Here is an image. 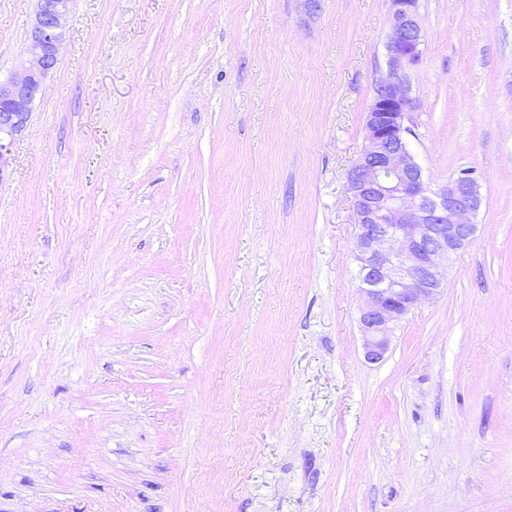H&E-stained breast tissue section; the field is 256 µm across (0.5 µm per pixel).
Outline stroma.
<instances>
[{
	"label": "stroma",
	"instance_id": "35a3bbf8",
	"mask_svg": "<svg viewBox=\"0 0 512 512\" xmlns=\"http://www.w3.org/2000/svg\"><path fill=\"white\" fill-rule=\"evenodd\" d=\"M320 4L73 0L0 171V512H512V0H419L410 142L483 202L374 364L347 174L390 3Z\"/></svg>",
	"mask_w": 512,
	"mask_h": 512
}]
</instances>
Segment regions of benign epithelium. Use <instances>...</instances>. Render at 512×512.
Listing matches in <instances>:
<instances>
[{
  "label": "benign epithelium",
  "mask_w": 512,
  "mask_h": 512,
  "mask_svg": "<svg viewBox=\"0 0 512 512\" xmlns=\"http://www.w3.org/2000/svg\"><path fill=\"white\" fill-rule=\"evenodd\" d=\"M70 15L71 0H36L21 72L0 80V168L57 66ZM423 38L418 0H391L386 73L376 82L364 145L347 175L364 298L360 325L370 363L383 359L395 325L408 311L439 293L444 263L478 228L477 183L461 175L431 190L409 140L406 122L415 101L407 70L420 62Z\"/></svg>",
  "instance_id": "1"
}]
</instances>
